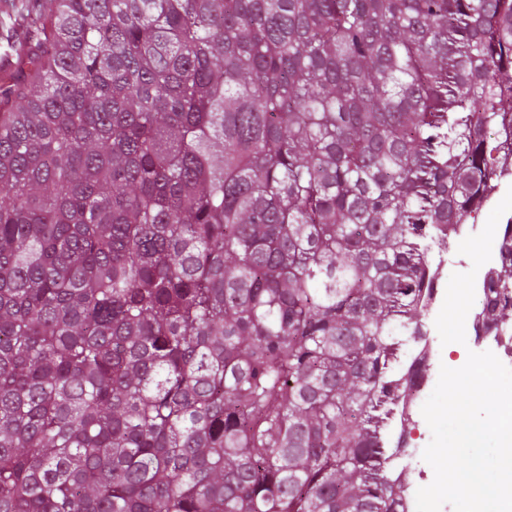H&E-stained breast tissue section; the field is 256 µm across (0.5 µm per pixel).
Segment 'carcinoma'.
Here are the masks:
<instances>
[{
    "instance_id": "1",
    "label": "carcinoma",
    "mask_w": 512,
    "mask_h": 512,
    "mask_svg": "<svg viewBox=\"0 0 512 512\" xmlns=\"http://www.w3.org/2000/svg\"><path fill=\"white\" fill-rule=\"evenodd\" d=\"M0 12V512H397L393 323L512 170V0Z\"/></svg>"
}]
</instances>
